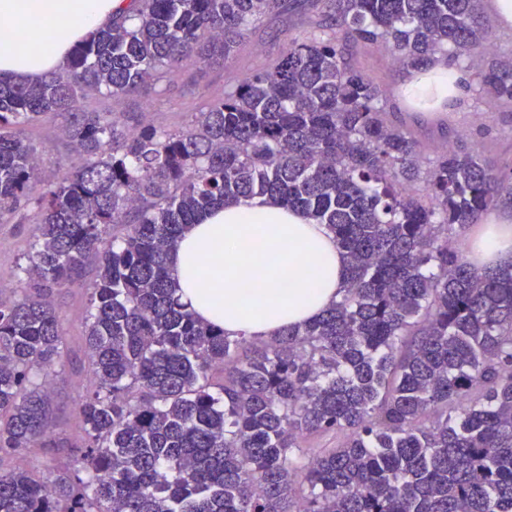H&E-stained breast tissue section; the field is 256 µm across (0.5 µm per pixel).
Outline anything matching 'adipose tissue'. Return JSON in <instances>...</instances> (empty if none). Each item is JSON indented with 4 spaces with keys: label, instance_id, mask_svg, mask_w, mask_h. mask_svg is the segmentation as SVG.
<instances>
[{
    "label": "adipose tissue",
    "instance_id": "ef3b65f1",
    "mask_svg": "<svg viewBox=\"0 0 512 512\" xmlns=\"http://www.w3.org/2000/svg\"><path fill=\"white\" fill-rule=\"evenodd\" d=\"M130 0H0V75L33 81L58 69L72 45ZM410 95L462 100L468 77L436 58L428 75L405 78ZM288 241V251L275 250ZM475 266L512 264V210L486 214L473 235ZM318 267L309 280L308 263ZM181 301L229 336L268 338L319 316L338 300L347 259L325 225L275 204L241 201L211 210L170 255Z\"/></svg>",
    "mask_w": 512,
    "mask_h": 512
}]
</instances>
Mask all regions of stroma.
<instances>
[{
    "mask_svg": "<svg viewBox=\"0 0 512 512\" xmlns=\"http://www.w3.org/2000/svg\"><path fill=\"white\" fill-rule=\"evenodd\" d=\"M306 17L294 16L264 22L241 44L236 57L228 63L185 66L172 80L165 92L145 87L138 94L126 98H92L89 108L129 113L131 119L176 130L184 126L191 112L197 111L203 97L221 94L245 76L265 69L279 57L285 34L307 29ZM357 65L382 90L388 110L395 122L411 128L427 155L441 151L445 138L442 126L462 132V145L479 150L499 168L512 167V112L496 110L492 116L475 112L471 100H464L456 110L436 117L409 109L400 92L404 74L391 58L372 46L361 47ZM27 137L42 148L41 169L45 182L55 181L58 166L69 157V146L62 135V120L56 116H43L27 126ZM30 227L26 224L0 223V294L10 295L17 286L13 275L15 264L27 246ZM86 281L74 282L55 296L61 312L62 324L72 346H79L84 330L86 312ZM74 366L82 368V359ZM68 374L53 382L51 387L54 406L61 422L56 434L58 441L71 438L77 425L76 398L79 378Z\"/></svg>",
    "mask_w": 512,
    "mask_h": 512,
    "instance_id": "stroma-1",
    "label": "stroma"
}]
</instances>
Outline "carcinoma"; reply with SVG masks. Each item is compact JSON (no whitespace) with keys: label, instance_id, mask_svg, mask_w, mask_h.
<instances>
[{"label":"carcinoma","instance_id":"obj_1","mask_svg":"<svg viewBox=\"0 0 512 512\" xmlns=\"http://www.w3.org/2000/svg\"><path fill=\"white\" fill-rule=\"evenodd\" d=\"M304 2L309 29L177 131L86 102L231 61L285 0H131L59 69L0 77V223H34L0 296V459L60 447L51 384L74 350L54 296L95 268L82 445L0 468V512H512V266L476 268L455 237L512 204V168L423 156L354 55L379 44L407 74L446 56L478 112L512 110V57L481 0ZM47 114L76 155L50 184L23 135ZM247 199L326 225L349 259L339 300L260 345L202 322L167 266L190 225ZM326 431L342 444L304 446Z\"/></svg>","mask_w":512,"mask_h":512}]
</instances>
